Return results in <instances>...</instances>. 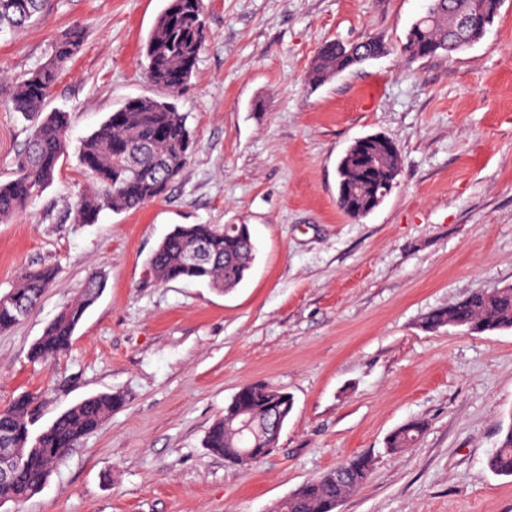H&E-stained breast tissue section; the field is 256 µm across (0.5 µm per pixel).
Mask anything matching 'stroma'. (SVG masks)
<instances>
[{
	"label": "stroma",
	"mask_w": 512,
	"mask_h": 512,
	"mask_svg": "<svg viewBox=\"0 0 512 512\" xmlns=\"http://www.w3.org/2000/svg\"><path fill=\"white\" fill-rule=\"evenodd\" d=\"M206 39L178 94L194 148L165 198L96 223L74 218L95 179L85 136L128 99L164 96L142 46L167 0H50L47 17L0 36V72L44 64L55 37L84 41L46 110L68 112L52 183L0 223V293L25 267L59 274L0 332V409L37 395L40 425L104 392L125 404L5 512H270L356 455L369 481L338 512H512V478L486 467L512 412V331L426 330L471 292L512 286V0L467 49L399 51L428 0H204ZM382 39L386 54L319 88L308 72L333 40ZM0 90V182L29 124ZM400 150L397 185L366 217L336 206L337 164L358 138ZM177 224H246L256 261L232 291L158 283L148 258ZM106 288L69 351L30 349L90 272ZM293 395L276 451L231 465L203 445L246 383ZM414 419L412 447L385 450ZM425 429L426 423L423 420H411L389 434L385 442V448L391 453L409 448L421 437Z\"/></svg>",
	"instance_id": "obj_1"
}]
</instances>
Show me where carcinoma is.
Returning a JSON list of instances; mask_svg holds the SVG:
<instances>
[{
    "label": "carcinoma",
    "mask_w": 512,
    "mask_h": 512,
    "mask_svg": "<svg viewBox=\"0 0 512 512\" xmlns=\"http://www.w3.org/2000/svg\"><path fill=\"white\" fill-rule=\"evenodd\" d=\"M503 0H429L426 15L414 21L400 52L410 60L451 55L478 42L499 15ZM49 10V0H0V33H17ZM203 0H168L143 46L148 81L178 92L190 78L206 32ZM84 41L83 28L74 26L53 43L48 61L28 77L11 84V109L31 122L30 135L15 160L14 178L0 182V222L23 210L47 187L62 164L69 142L70 115L44 112L45 102L60 72L72 61ZM386 45L368 39L356 48L336 40L322 46L308 72L316 87L365 60L379 56ZM188 115L168 98L138 97L111 113L79 150L80 164L94 175L99 190L81 196L74 205L75 220L96 221L105 206L114 212L138 208L166 196L169 185L186 167L193 136ZM370 151L359 143L350 146L338 167L336 204L351 217H363L382 204L386 191L396 187L401 154L396 145L381 150L371 179L358 162ZM256 246L246 224H177L158 244L149 259L159 283L187 280L208 285L219 293L236 288L256 259ZM54 266L22 269L9 291L0 295V332L17 325L40 303L57 279ZM105 276L90 274L76 299L65 305L32 345L33 359L49 362L65 353L87 310L104 291ZM462 328L470 334L512 330V287L480 290L435 310L424 327ZM117 392L90 396L61 413L37 435L34 396L23 394L0 410V448L24 456L13 475L0 481V506L20 504L39 493L54 467L85 436L96 431L113 411L123 407ZM294 399L266 381L243 385L224 416L215 420L204 447L235 465L257 463L272 454L266 435L284 425ZM426 423L411 420L392 431L385 448L400 452L424 433ZM257 453L243 456L244 440ZM373 460L358 455L305 483L271 512H335L338 506L369 479ZM486 467L498 476L512 477V414L501 430L498 445L486 458Z\"/></svg>",
    "instance_id": "carcinoma-1"
}]
</instances>
